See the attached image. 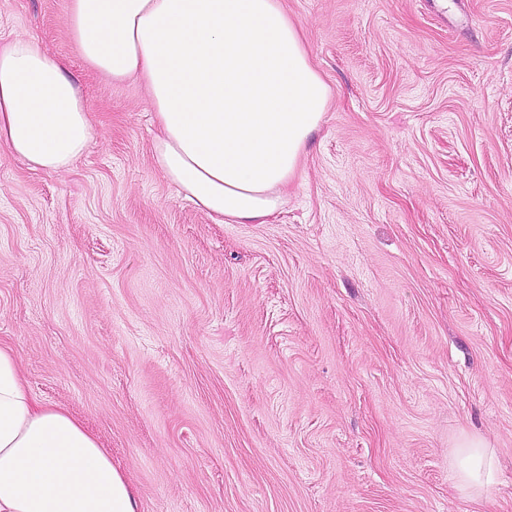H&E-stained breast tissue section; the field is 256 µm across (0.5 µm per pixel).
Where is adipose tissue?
<instances>
[{
  "label": "adipose tissue",
  "instance_id": "1",
  "mask_svg": "<svg viewBox=\"0 0 512 512\" xmlns=\"http://www.w3.org/2000/svg\"><path fill=\"white\" fill-rule=\"evenodd\" d=\"M82 60L115 82L140 76L154 108V165L218 224L281 211L329 107L281 0H70ZM95 137L64 62L36 41L0 44V147L34 170H71ZM456 488L497 482L482 437L462 436ZM0 512H139L109 449L66 409L30 392L0 344Z\"/></svg>",
  "mask_w": 512,
  "mask_h": 512
}]
</instances>
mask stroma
Here are the masks:
<instances>
[{
	"mask_svg": "<svg viewBox=\"0 0 512 512\" xmlns=\"http://www.w3.org/2000/svg\"><path fill=\"white\" fill-rule=\"evenodd\" d=\"M282 2L330 107L282 211L217 224L70 0H0L96 126L64 174L0 148V342L139 512H512V0ZM469 432L500 468L478 500ZM456 448L453 468L457 490L466 497H481L497 483V465L491 449L478 435L462 436Z\"/></svg>",
	"mask_w": 512,
	"mask_h": 512,
	"instance_id": "35a3bbf8",
	"label": "stroma"
}]
</instances>
